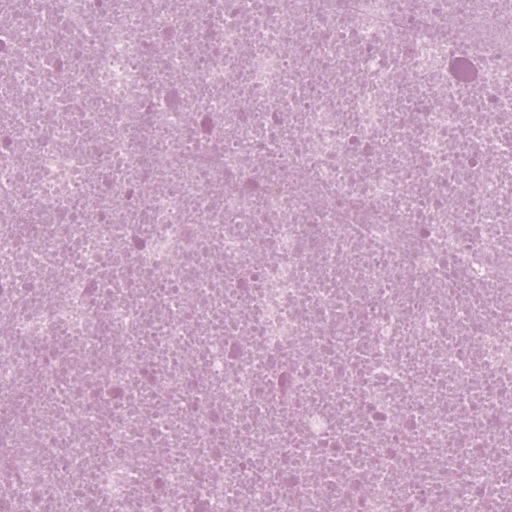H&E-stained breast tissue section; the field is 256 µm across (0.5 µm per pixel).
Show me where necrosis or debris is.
Masks as SVG:
<instances>
[{"label":"necrosis or debris","instance_id":"necrosis-or-debris-1","mask_svg":"<svg viewBox=\"0 0 512 512\" xmlns=\"http://www.w3.org/2000/svg\"><path fill=\"white\" fill-rule=\"evenodd\" d=\"M0 512H512V0H0Z\"/></svg>","mask_w":512,"mask_h":512}]
</instances>
